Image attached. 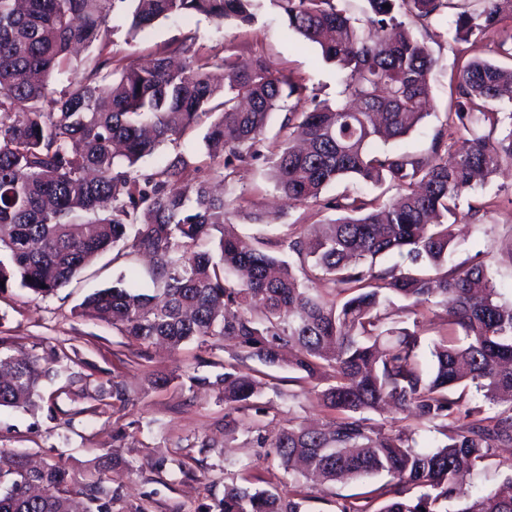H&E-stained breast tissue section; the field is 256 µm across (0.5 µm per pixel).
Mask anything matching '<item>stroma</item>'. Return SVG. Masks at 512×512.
<instances>
[{
    "mask_svg": "<svg viewBox=\"0 0 512 512\" xmlns=\"http://www.w3.org/2000/svg\"><path fill=\"white\" fill-rule=\"evenodd\" d=\"M124 6H117L103 36L108 51L126 62L144 65L184 40L214 62L232 57L261 58L272 69L302 79L319 95H335L339 69L324 62L319 50L287 34L280 9L263 0L254 24H219L191 16L158 24L128 37ZM437 64L431 75L429 114L408 136L394 143L397 151L427 152L434 131L444 124L448 81L458 54L512 67V56L499 50L500 35L491 31L467 43L453 40V25L422 28L410 25ZM239 198L243 212L229 229L248 242L267 240L268 251L286 261L294 256L281 241L294 224H320L333 213L314 204L288 200L275 190L263 162L239 164L224 189ZM464 204L477 207L455 226L456 245L449 264L482 263L493 275L502 300L512 301V166L502 167L469 191ZM279 214L276 224H254L247 211ZM148 262L131 254L104 253L57 294L41 297L13 287L0 291V339L11 353L41 358L49 375L41 397L30 408L0 407V449L63 464L76 482L91 473L106 475L108 512H202L224 496L225 484L248 477L252 487L288 493L297 484L274 456L257 445L247 427L224 429V402L204 385L224 371L238 348L231 341L204 346L195 341L171 349L143 347L106 322L79 317L78 306L94 291L112 286L122 276L147 273ZM277 383L260 403L271 411L263 422L266 437L288 423L320 426L333 420V410L320 406L288 364L267 368ZM171 376L165 386L154 379ZM121 385L125 401L112 395ZM512 475V448H500L463 479L465 491L476 494L497 488ZM381 477L327 482L306 487V512H338L342 497L381 484Z\"/></svg>",
    "mask_w": 512,
    "mask_h": 512,
    "instance_id": "35a3bbf8",
    "label": "stroma"
}]
</instances>
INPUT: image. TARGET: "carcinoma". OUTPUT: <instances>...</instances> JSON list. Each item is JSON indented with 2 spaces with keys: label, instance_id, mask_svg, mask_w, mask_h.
<instances>
[{
  "label": "carcinoma",
  "instance_id": "obj_1",
  "mask_svg": "<svg viewBox=\"0 0 512 512\" xmlns=\"http://www.w3.org/2000/svg\"><path fill=\"white\" fill-rule=\"evenodd\" d=\"M130 2L129 34L162 20L201 15L222 24L255 22L261 0H0V291L13 286L47 297L68 286L99 255L121 246L151 256L154 293L136 280L88 295L78 314L105 318L143 347L230 340L239 352L215 381L224 397V429L258 428L266 407L253 405L269 375L240 364L267 365L280 350L305 380L326 381L317 403L336 411L326 428L290 424L271 441L285 472L306 481L389 480L339 512H512V476L505 487L467 494L457 478L512 446V302L500 300L481 263L448 266L452 226L464 194L512 164V68L470 60L455 76V111L430 151L382 148L405 137L426 115L435 59L405 29L447 21L454 0H365L354 18L346 0H273L287 29L339 66L336 102L307 94L306 85L263 59L216 65L194 44L134 67L100 48L84 81L54 96L48 76L63 71L80 47L102 42L116 4ZM456 14L457 43L512 18V0H478ZM389 8H383V5ZM220 108L203 137L208 177L190 176L177 152L154 172L134 173L165 142L193 132ZM285 111L281 138L268 146L275 188L286 198L339 213L321 231L288 234L299 269L261 247L224 233L238 214L236 198L215 195L209 181L233 180L234 162L261 156L271 114ZM355 178L386 185L396 196L323 191ZM396 252L407 264L376 268ZM325 294L316 293L315 286ZM409 311L438 299L447 334L433 342L430 371L420 362V336L400 326L393 299ZM48 370L36 355L0 350V407L34 404ZM471 385L496 408L458 415L450 392ZM410 409L443 436L430 452L414 431L377 428L367 414ZM57 462L30 465L0 450V512H90L108 496L102 474L78 490ZM420 487L422 492L411 495ZM307 496L227 485L218 512H304Z\"/></svg>",
  "mask_w": 512,
  "mask_h": 512
}]
</instances>
